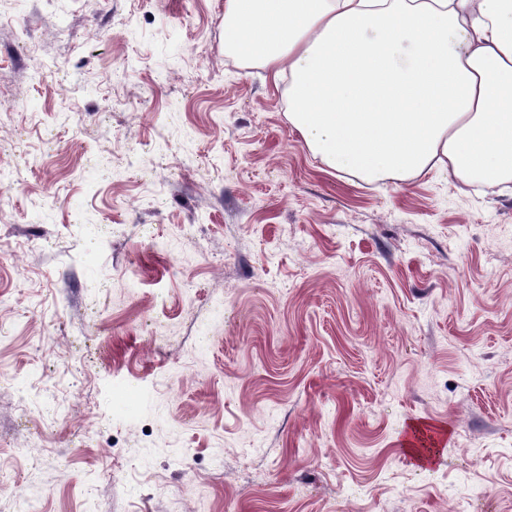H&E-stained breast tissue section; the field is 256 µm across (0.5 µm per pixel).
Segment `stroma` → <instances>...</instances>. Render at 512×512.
I'll return each mask as SVG.
<instances>
[{
  "label": "stroma",
  "instance_id": "35a3bbf8",
  "mask_svg": "<svg viewBox=\"0 0 512 512\" xmlns=\"http://www.w3.org/2000/svg\"><path fill=\"white\" fill-rule=\"evenodd\" d=\"M0 13V512H512V179L330 170L224 0Z\"/></svg>",
  "mask_w": 512,
  "mask_h": 512
}]
</instances>
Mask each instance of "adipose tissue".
I'll return each mask as SVG.
<instances>
[{"mask_svg": "<svg viewBox=\"0 0 512 512\" xmlns=\"http://www.w3.org/2000/svg\"><path fill=\"white\" fill-rule=\"evenodd\" d=\"M224 35L330 169L512 173V0H225Z\"/></svg>", "mask_w": 512, "mask_h": 512, "instance_id": "1", "label": "adipose tissue"}]
</instances>
